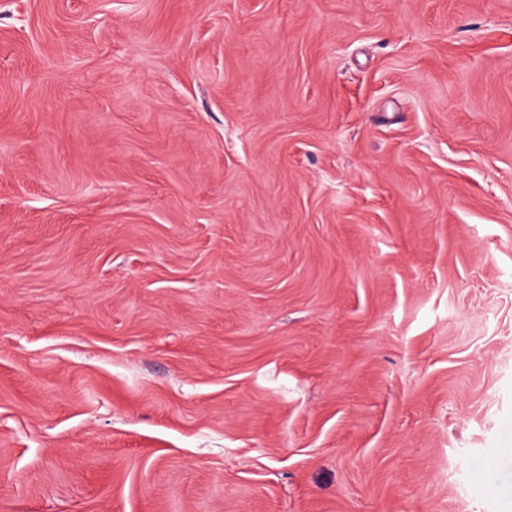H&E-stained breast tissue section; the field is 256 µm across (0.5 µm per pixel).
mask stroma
I'll return each mask as SVG.
<instances>
[{"mask_svg":"<svg viewBox=\"0 0 512 512\" xmlns=\"http://www.w3.org/2000/svg\"><path fill=\"white\" fill-rule=\"evenodd\" d=\"M0 512H512V0H0Z\"/></svg>","mask_w":512,"mask_h":512,"instance_id":"stroma-1","label":"stroma"}]
</instances>
